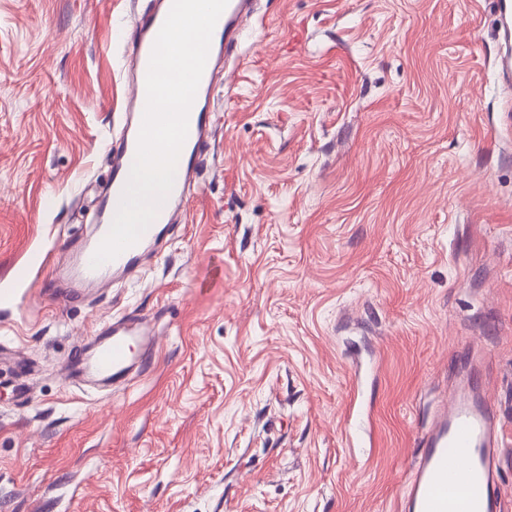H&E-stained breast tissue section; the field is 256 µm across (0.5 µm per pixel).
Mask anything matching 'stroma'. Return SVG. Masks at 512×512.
Segmentation results:
<instances>
[{"label": "stroma", "mask_w": 512, "mask_h": 512, "mask_svg": "<svg viewBox=\"0 0 512 512\" xmlns=\"http://www.w3.org/2000/svg\"><path fill=\"white\" fill-rule=\"evenodd\" d=\"M148 0H0V512H401L478 378L512 442L498 0H260L186 204L136 282L66 300ZM122 315L127 387L70 360ZM156 333L147 316L120 317L97 331L70 362L69 377L78 384L118 385L126 382L134 368H142L152 357Z\"/></svg>", "instance_id": "1"}]
</instances>
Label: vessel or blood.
<instances>
[{"label": "vessel or blood", "mask_w": 512, "mask_h": 512, "mask_svg": "<svg viewBox=\"0 0 512 512\" xmlns=\"http://www.w3.org/2000/svg\"><path fill=\"white\" fill-rule=\"evenodd\" d=\"M171 2L154 0V8L145 10L136 24L126 135L112 152V180L99 204L98 225L92 236L76 247L66 270L52 269L51 281L63 279L79 287L104 289L111 287L116 279L138 273L144 256L160 242L172 223L198 165L213 124L209 109L213 75L226 59L236 56L242 33L253 13V0H228L217 21L189 111L188 134L178 157L179 173L156 218L135 245L100 266H92V257L107 236L119 207L128 181V165L136 155L146 105L149 60ZM155 345L156 334L147 317L113 319L71 361L69 376L78 384L124 383L133 369L147 364ZM511 454L512 449L497 429L496 414L490 403L452 397L426 434L424 449L404 489L405 512H501V492L491 473V463Z\"/></svg>", "instance_id": "obj_1"}]
</instances>
